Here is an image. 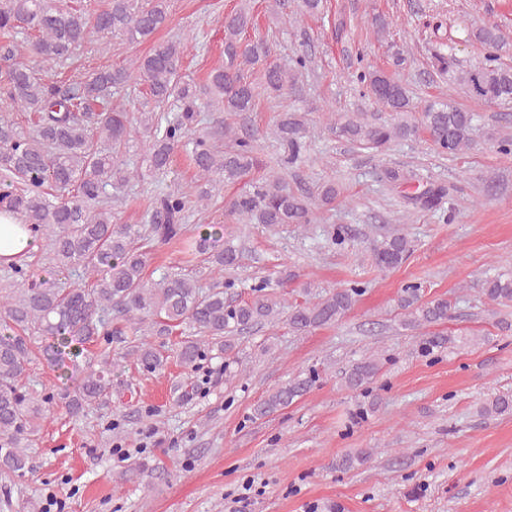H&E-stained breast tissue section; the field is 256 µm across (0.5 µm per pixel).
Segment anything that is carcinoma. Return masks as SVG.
I'll list each match as a JSON object with an SVG mask.
<instances>
[{
	"label": "carcinoma",
	"instance_id": "obj_1",
	"mask_svg": "<svg viewBox=\"0 0 512 512\" xmlns=\"http://www.w3.org/2000/svg\"><path fill=\"white\" fill-rule=\"evenodd\" d=\"M170 0H104L88 13L81 8H61L57 0H0V103L33 115L34 128L26 131L6 116L0 117V206L49 241L52 261L63 272L79 267L82 282L62 287L36 280L23 256L8 264L10 283L0 286V476L25 471V448L47 419L54 396L25 386L32 362V340H49L44 349L59 377H67L66 360L85 356V372L63 402L66 413L76 416L99 401L111 382L112 337L127 343L126 355L145 369H162L170 358L165 344L148 336L180 333L177 361L193 366L208 353L221 358L232 348L231 337L269 322L288 308L289 330L297 335L341 322L359 296V288L317 291L302 284L307 299L284 305L274 293L232 305L224 289L232 281L204 286L187 274L171 272L151 279L146 268L153 247L177 241L187 263L202 262L219 276L237 265L238 248L224 233L202 229L184 235L183 220L192 208L211 200L220 185L243 188L230 202V213L244 224L306 225L317 211L333 206L341 196L334 182L316 192L298 194L288 185L284 170L297 163L305 150L307 124L296 112H281L275 135L287 156L253 179L261 167L255 156L256 136H239L233 127H201V109L234 113L247 118L261 93L279 97L297 84L308 70L303 49L286 64L269 62L272 49L254 28L251 0H239L224 16V68L212 71L200 85L181 73L188 50L183 40H168L122 67L94 71L69 83L46 81L30 65L34 57L60 64L96 32L122 35L130 41L147 39L169 21ZM38 32L36 39H19L24 30ZM485 47L481 62L468 70L453 69V47L440 43L433 66L463 86L478 105L512 100V67L501 62L507 40L497 25L473 33ZM358 84L386 116L366 112L343 113L330 129L336 137L363 149L383 151L391 142L425 131L442 154L456 156L474 148L475 113L435 100L417 107L405 84L393 74L364 67ZM144 81L150 98L131 114L112 108V98ZM145 154V169L130 170L121 156L135 145ZM185 151L196 170L190 191L163 194L147 208L148 223L118 224L102 204L107 188L168 172L176 150ZM447 196L443 186H433L413 198L420 210H433ZM411 254V243L397 231L372 241L375 266L389 270ZM482 294L502 305L512 303V273L484 279ZM403 325L426 328L448 320L452 303L441 297L426 299L422 286H405L398 298ZM453 343L449 336L417 337L423 354H433ZM98 347L92 356L88 347ZM373 356L353 362L344 373V385L366 394L381 371ZM317 382L310 371L294 375L270 390L254 408V417H267L309 393ZM486 416L512 413V395L497 394L480 410ZM371 459L361 449L346 454L336 467L351 470Z\"/></svg>",
	"mask_w": 512,
	"mask_h": 512
}]
</instances>
